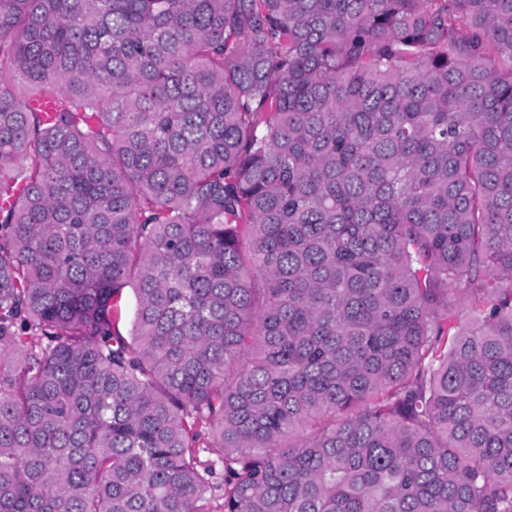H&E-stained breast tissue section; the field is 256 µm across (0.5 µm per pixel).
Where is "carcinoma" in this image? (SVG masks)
<instances>
[{
  "label": "carcinoma",
  "mask_w": 512,
  "mask_h": 512,
  "mask_svg": "<svg viewBox=\"0 0 512 512\" xmlns=\"http://www.w3.org/2000/svg\"><path fill=\"white\" fill-rule=\"evenodd\" d=\"M219 476L512 512V0H0V512Z\"/></svg>",
  "instance_id": "cac0c4a2"
}]
</instances>
